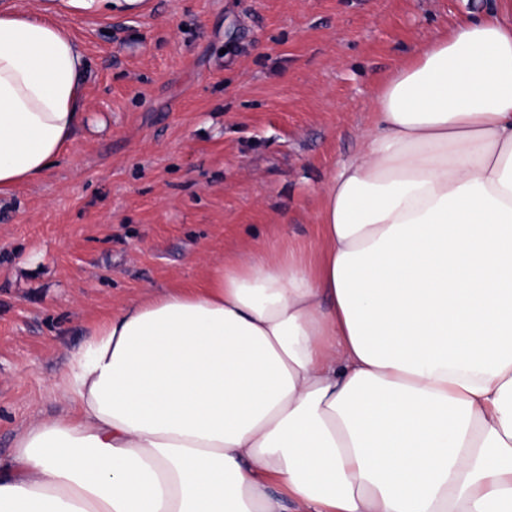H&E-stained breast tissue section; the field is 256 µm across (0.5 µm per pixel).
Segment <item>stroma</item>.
<instances>
[{
	"label": "stroma",
	"instance_id": "stroma-1",
	"mask_svg": "<svg viewBox=\"0 0 512 512\" xmlns=\"http://www.w3.org/2000/svg\"><path fill=\"white\" fill-rule=\"evenodd\" d=\"M62 23L89 62L75 145L0 199V458L58 416L89 330L207 263L316 250L319 189L373 94L464 0H0ZM37 257L34 268L23 267Z\"/></svg>",
	"mask_w": 512,
	"mask_h": 512
}]
</instances>
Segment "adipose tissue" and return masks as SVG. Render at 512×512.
<instances>
[{
	"mask_svg": "<svg viewBox=\"0 0 512 512\" xmlns=\"http://www.w3.org/2000/svg\"><path fill=\"white\" fill-rule=\"evenodd\" d=\"M68 32L0 12V196L84 125ZM317 258L252 252L102 320L0 512H512V0L374 94Z\"/></svg>",
	"mask_w": 512,
	"mask_h": 512,
	"instance_id": "obj_1",
	"label": "adipose tissue"
}]
</instances>
